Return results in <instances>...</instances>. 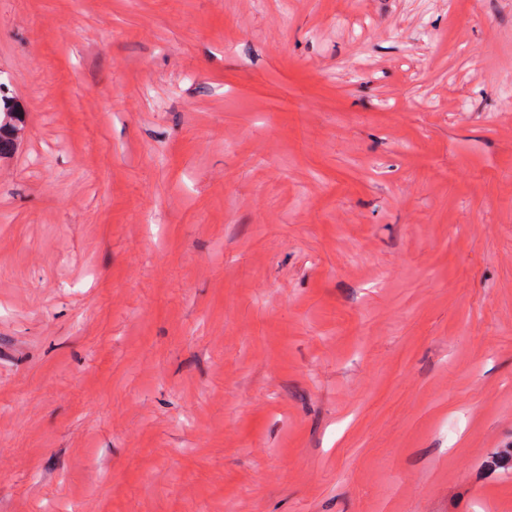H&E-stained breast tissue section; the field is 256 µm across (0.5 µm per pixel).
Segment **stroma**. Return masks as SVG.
Here are the masks:
<instances>
[{
    "mask_svg": "<svg viewBox=\"0 0 512 512\" xmlns=\"http://www.w3.org/2000/svg\"><path fill=\"white\" fill-rule=\"evenodd\" d=\"M512 0H0V512H512Z\"/></svg>",
    "mask_w": 512,
    "mask_h": 512,
    "instance_id": "obj_1",
    "label": "stroma"
}]
</instances>
